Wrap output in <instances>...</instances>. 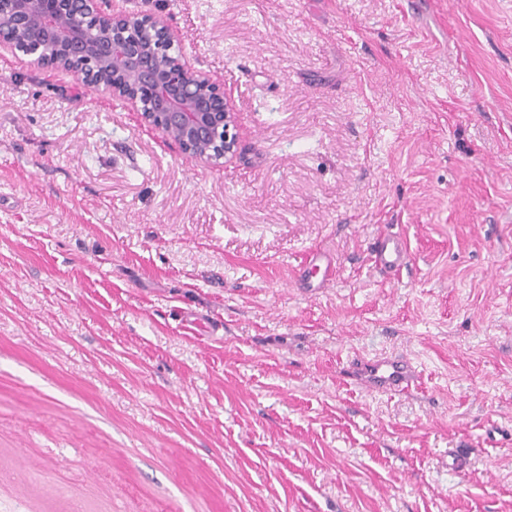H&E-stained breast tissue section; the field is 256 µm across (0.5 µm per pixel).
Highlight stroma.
Instances as JSON below:
<instances>
[{"label":"stroma","instance_id":"1","mask_svg":"<svg viewBox=\"0 0 512 512\" xmlns=\"http://www.w3.org/2000/svg\"><path fill=\"white\" fill-rule=\"evenodd\" d=\"M127 7L238 152L0 49V512H512V0ZM376 266L384 273L397 272L409 263V252L404 240L394 234L381 237L373 248ZM353 374L361 386L371 393L407 391L418 376L416 362L407 356L360 357Z\"/></svg>","mask_w":512,"mask_h":512}]
</instances>
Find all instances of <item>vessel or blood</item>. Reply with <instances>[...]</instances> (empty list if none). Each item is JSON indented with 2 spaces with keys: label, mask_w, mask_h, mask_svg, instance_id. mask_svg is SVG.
<instances>
[{
  "label": "vessel or blood",
  "mask_w": 512,
  "mask_h": 512,
  "mask_svg": "<svg viewBox=\"0 0 512 512\" xmlns=\"http://www.w3.org/2000/svg\"><path fill=\"white\" fill-rule=\"evenodd\" d=\"M375 263L385 273L406 267L410 256L404 240L396 235L381 237L373 248ZM353 374L368 392L406 391L417 376L415 361L407 356L357 358Z\"/></svg>",
  "instance_id": "1"
}]
</instances>
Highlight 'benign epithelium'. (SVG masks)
Listing matches in <instances>:
<instances>
[{
	"instance_id": "obj_1",
	"label": "benign epithelium",
	"mask_w": 512,
	"mask_h": 512,
	"mask_svg": "<svg viewBox=\"0 0 512 512\" xmlns=\"http://www.w3.org/2000/svg\"><path fill=\"white\" fill-rule=\"evenodd\" d=\"M83 3L85 14L104 15L109 27L86 29L71 16V0H9L8 7L0 8V46L17 47L28 33L32 16L40 14L44 29L27 48L32 63L81 76L141 110L144 119L187 159L212 168L231 161L239 147L237 113L213 75L193 67L182 51L173 50L180 40L166 21L134 14L117 0L107 14L106 0ZM142 19L171 50L178 79L170 78L169 67L154 56L151 46L114 41L113 30ZM125 73L133 74L138 86L148 92V102L118 81Z\"/></svg>"
}]
</instances>
